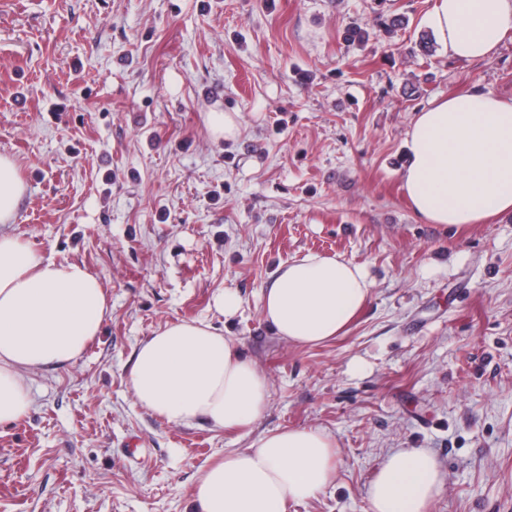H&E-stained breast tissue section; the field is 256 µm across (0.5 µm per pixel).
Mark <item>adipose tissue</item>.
<instances>
[{
    "label": "adipose tissue",
    "mask_w": 512,
    "mask_h": 512,
    "mask_svg": "<svg viewBox=\"0 0 512 512\" xmlns=\"http://www.w3.org/2000/svg\"><path fill=\"white\" fill-rule=\"evenodd\" d=\"M449 56L492 58L512 30V0H435L428 17ZM402 188L426 224L461 227L512 216V97L474 90L417 112L406 140ZM26 192L15 161L0 154V422L30 406L28 373L78 360L109 311L98 279L58 263L5 232ZM363 265L307 252L277 268L262 293L275 336L316 345L339 335L366 302ZM128 384L142 407L174 425L244 429L263 413L269 383L235 340L205 321L175 322L137 346ZM335 445L317 429H280L204 467L197 512H286L334 478ZM420 448L387 456L368 491L371 512H428L443 488Z\"/></svg>",
    "instance_id": "adipose-tissue-1"
}]
</instances>
